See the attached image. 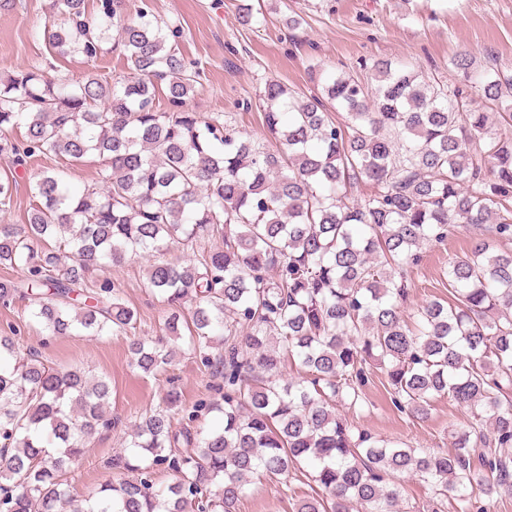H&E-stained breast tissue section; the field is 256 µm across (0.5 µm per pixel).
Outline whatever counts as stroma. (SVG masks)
I'll return each instance as SVG.
<instances>
[{
	"label": "stroma",
	"instance_id": "obj_1",
	"mask_svg": "<svg viewBox=\"0 0 512 512\" xmlns=\"http://www.w3.org/2000/svg\"><path fill=\"white\" fill-rule=\"evenodd\" d=\"M246 4L254 15L247 26L239 22V8ZM46 7L47 0H15L13 9L0 10V75L49 61L56 72L77 81L91 72L115 82L129 76L117 51L105 50L93 61L75 53L54 55L43 38ZM150 7L155 16L178 26L180 51L202 70L187 101L189 110L203 120L224 115L258 139L267 136L257 103L265 83L275 80L310 95V71L316 65L363 80L367 74L360 71V62L384 57L444 79L449 58L467 51L478 64L492 60L512 75V0H150ZM59 165L57 159L40 156L20 167L0 159V176L16 182L10 206L0 211V224L26 223L31 178ZM479 238L478 230L459 224L444 242L425 246L420 265L410 273V305L447 298L449 263L470 253ZM147 266V260L135 259L94 273L120 283L124 301L138 312L139 336L155 335L167 313L166 303L146 284ZM31 305L28 299L0 305V336L12 337L21 349L37 350L49 365L82 366L112 384V427L89 441L82 466L68 476L75 498L115 477L109 459L123 448L141 414L156 407L168 389H176L187 407L212 394L213 380L193 354L179 355L167 376L146 375L130 362L128 337L51 338L30 321ZM364 392L366 401L350 420L384 439L447 452L453 433L471 422L465 408L445 397L433 401L426 418L401 413L377 376ZM294 487L290 497L280 494L275 483L253 481L239 510L294 512L295 499L312 493L302 482Z\"/></svg>",
	"mask_w": 512,
	"mask_h": 512
}]
</instances>
